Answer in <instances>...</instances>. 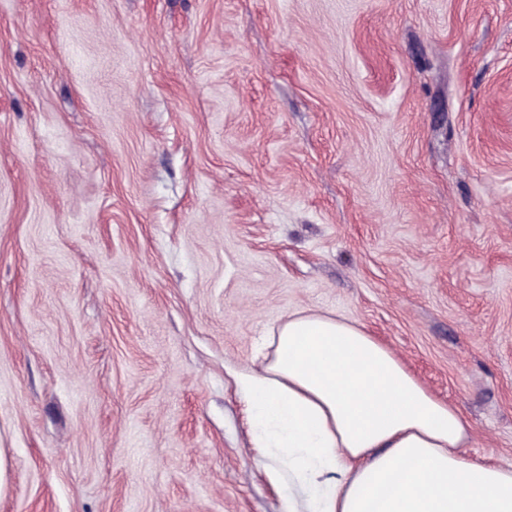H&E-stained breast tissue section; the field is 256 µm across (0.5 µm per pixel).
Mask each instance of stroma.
I'll list each match as a JSON object with an SVG mask.
<instances>
[{"label": "stroma", "instance_id": "1", "mask_svg": "<svg viewBox=\"0 0 512 512\" xmlns=\"http://www.w3.org/2000/svg\"><path fill=\"white\" fill-rule=\"evenodd\" d=\"M304 310L512 464V0H0V512H289Z\"/></svg>", "mask_w": 512, "mask_h": 512}]
</instances>
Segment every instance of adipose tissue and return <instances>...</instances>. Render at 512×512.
I'll use <instances>...</instances> for the list:
<instances>
[{"instance_id": "obj_1", "label": "adipose tissue", "mask_w": 512, "mask_h": 512, "mask_svg": "<svg viewBox=\"0 0 512 512\" xmlns=\"http://www.w3.org/2000/svg\"><path fill=\"white\" fill-rule=\"evenodd\" d=\"M234 380L291 512H512V466L468 460L459 409L358 324L294 313Z\"/></svg>"}]
</instances>
